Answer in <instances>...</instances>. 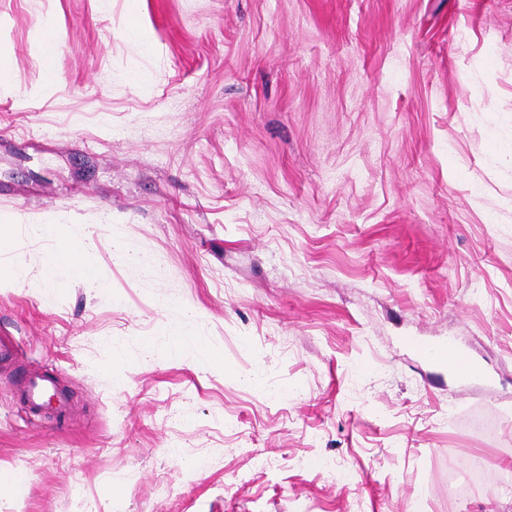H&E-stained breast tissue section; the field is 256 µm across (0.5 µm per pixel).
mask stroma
Masks as SVG:
<instances>
[{
	"label": "stroma",
	"instance_id": "stroma-1",
	"mask_svg": "<svg viewBox=\"0 0 512 512\" xmlns=\"http://www.w3.org/2000/svg\"><path fill=\"white\" fill-rule=\"evenodd\" d=\"M1 57L0 512H512V0H0ZM413 348L424 358L439 364H448V371L459 377L475 378L484 375L482 367L450 341L441 344L415 342ZM21 396L33 412H40L50 397H55L57 416L66 414L71 406L69 396L63 392L58 382L45 374L26 375L21 382Z\"/></svg>",
	"mask_w": 512,
	"mask_h": 512
}]
</instances>
